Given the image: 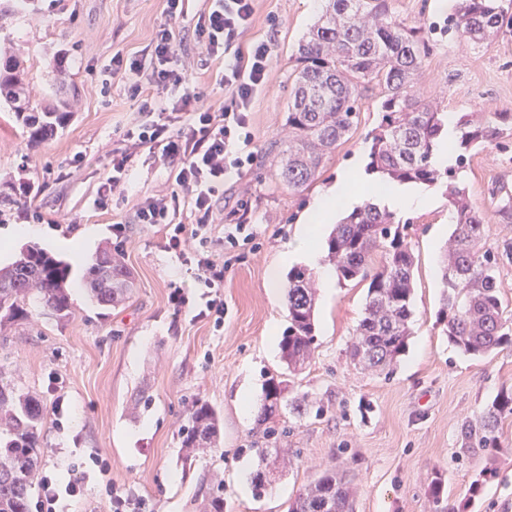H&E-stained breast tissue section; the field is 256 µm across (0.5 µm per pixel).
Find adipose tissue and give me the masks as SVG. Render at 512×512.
<instances>
[{
    "instance_id": "obj_1",
    "label": "adipose tissue",
    "mask_w": 512,
    "mask_h": 512,
    "mask_svg": "<svg viewBox=\"0 0 512 512\" xmlns=\"http://www.w3.org/2000/svg\"><path fill=\"white\" fill-rule=\"evenodd\" d=\"M360 180L359 170L353 166L349 167L325 192L314 198L302 217L299 234L288 245L289 257L311 265L317 264L318 243L324 224L335 218L337 212L357 203L354 185ZM368 195L373 201L399 214L434 209L440 204L439 199L431 194L397 183L369 190Z\"/></svg>"
}]
</instances>
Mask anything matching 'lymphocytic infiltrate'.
Masks as SVG:
<instances>
[{
	"instance_id": "1",
	"label": "lymphocytic infiltrate",
	"mask_w": 512,
	"mask_h": 512,
	"mask_svg": "<svg viewBox=\"0 0 512 512\" xmlns=\"http://www.w3.org/2000/svg\"><path fill=\"white\" fill-rule=\"evenodd\" d=\"M168 24L156 31L149 50L130 57L115 54L105 67L107 75H121L138 98L139 117L126 130L125 147L112 151V169L97 190L100 199L123 189L131 167L132 151L140 147L160 149L174 169L171 191L150 196L136 207L140 224L166 228L164 247L195 265L197 278L212 294L200 314L224 325V280L235 264L244 262L256 239L253 225L228 224L223 237H215L217 195L231 171L255 159L251 112L256 96L272 74V57L266 41L243 42L253 25L255 0H210L198 19L195 35L201 51L194 60L179 56L171 20L183 12V0H166ZM223 63L219 83L224 104L213 108L190 92L194 70ZM220 241L223 259H216L210 245Z\"/></svg>"
}]
</instances>
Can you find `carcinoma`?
Returning a JSON list of instances; mask_svg holds the SVG:
<instances>
[{
	"mask_svg": "<svg viewBox=\"0 0 512 512\" xmlns=\"http://www.w3.org/2000/svg\"><path fill=\"white\" fill-rule=\"evenodd\" d=\"M318 22L299 44L288 102L285 148L276 178L290 189L309 185L336 147L358 123L359 100L372 85L382 89L381 119L372 131L367 170L380 181L440 185L453 208V225L441 269L443 294L438 321L448 342L467 355L483 357L512 344V314L497 284L500 266L512 263V243L484 248V222L466 189L455 182L472 148L505 145L512 130L511 112H462L456 139L448 150L455 165L438 168L434 152L448 136V113L412 92L432 45L427 32L390 15L387 0H323ZM450 25L475 43L512 36V7L504 0H459ZM56 83L70 81L65 54L55 57ZM27 67L8 48H0V103L32 144L42 143L66 126L73 103L61 97L34 102L28 93ZM408 224L373 202L345 215L325 240L326 260L339 281L368 282L364 315L349 346L351 361L362 370L393 375L411 336L415 291L414 254ZM382 261L374 264V253ZM69 267L43 249L27 245L0 267V327L26 317L25 305L37 298L57 318L70 314ZM134 276L120 252L105 250L88 270L85 288L99 304L119 306L129 298ZM288 326L281 358L288 374L308 365L316 349L317 286L311 272L294 267L285 286ZM297 415L325 406L306 395H289L286 380L271 377L262 389L259 420L267 435L276 434L273 419L284 409ZM512 416V393L486 407L477 425L462 427V447L499 448L498 428ZM44 417L39 398L0 380V512H30V500L43 464ZM220 417L196 400L182 428L181 447L188 458L217 447ZM435 512L443 506L444 483H430ZM288 512H355L351 484L328 468L304 487Z\"/></svg>",
	"mask_w": 512,
	"mask_h": 512,
	"instance_id": "obj_1",
	"label": "carcinoma"
}]
</instances>
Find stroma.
I'll return each instance as SVG.
<instances>
[{
  "mask_svg": "<svg viewBox=\"0 0 512 512\" xmlns=\"http://www.w3.org/2000/svg\"><path fill=\"white\" fill-rule=\"evenodd\" d=\"M394 18L427 31L432 52L413 92L443 110L512 112V37L477 44L447 32L457 0H388ZM165 0H34L22 17L0 19L29 60L33 100L51 95L53 62L65 51L77 91L68 125L53 139L29 143L0 108V264L24 246L52 250L51 236L80 242L69 263L73 313L60 319L35 305L30 318L0 334V375L40 396L45 413L42 466L58 488L84 477L80 498L60 496L56 512H110V488L143 496L149 512H199L208 488L224 486V512H287L302 487L327 467L344 470L357 489L355 512H434L429 484L442 477L448 512H512V418L498 429L496 451L465 448L460 430L500 393L512 391V346L473 358L448 342L437 321L442 293L440 257L452 231L449 204L410 212L414 224V325L407 353L391 377L355 367L348 347L363 316L365 284H337L320 297L311 363L291 379L296 394L321 398L322 416L283 414L267 438L257 419L243 421L239 393L259 401L264 381L282 372L271 331H284V296H272L268 270L297 230L312 200L351 164L366 165V137L379 121L381 94L359 104L349 138L323 162L308 187L291 190L273 173L283 147L290 75L299 42L322 13L321 0H258L247 39L271 43L273 71L256 98V160L232 173L219 202L224 219L254 224L259 250L224 281V328L198 318L203 290L194 270L164 249L159 226L132 223L145 197L169 192L172 174L159 150L138 149L123 193L99 206L110 150L134 122L139 104L126 78L102 87L99 74L114 54L150 45L167 23ZM484 218L486 247L512 241L492 191L512 187V147L472 150L457 177ZM38 188L36 204L20 188ZM130 232L117 240L112 227ZM120 251L137 286L125 305L109 309L91 299L83 277L97 250ZM54 250V249H53ZM187 298L169 299L174 286ZM221 414L217 448L185 459L180 428L195 400ZM297 449L293 469L276 474L264 495L241 490L267 462L260 451L281 443Z\"/></svg>",
  "mask_w": 512,
  "mask_h": 512,
  "instance_id": "obj_1",
  "label": "stroma"
}]
</instances>
